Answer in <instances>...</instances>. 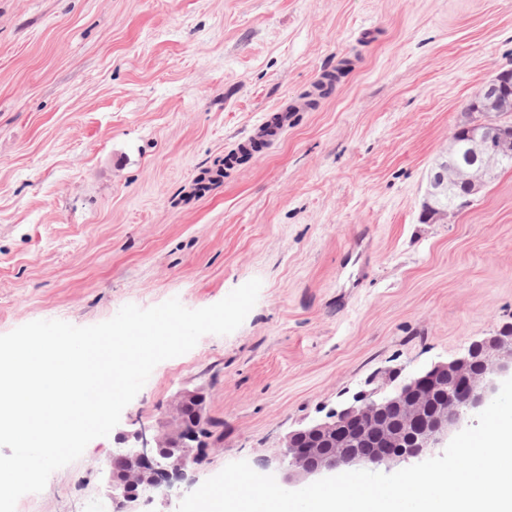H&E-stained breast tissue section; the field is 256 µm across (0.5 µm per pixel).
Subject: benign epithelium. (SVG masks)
Returning a JSON list of instances; mask_svg holds the SVG:
<instances>
[{
	"label": "benign epithelium",
	"mask_w": 512,
	"mask_h": 512,
	"mask_svg": "<svg viewBox=\"0 0 512 512\" xmlns=\"http://www.w3.org/2000/svg\"><path fill=\"white\" fill-rule=\"evenodd\" d=\"M505 87L499 74L476 95L485 111L467 113L453 133V139L467 140L468 154L450 155L436 165L428 178V198L454 182L464 166L476 185L512 158V128L492 111ZM509 378L512 332L502 328L473 342L462 356L433 363L389 391L376 390L322 421L289 431L264 468H273L285 488L300 489L335 471L389 470L421 461L446 447ZM213 436L206 389L181 390L155 426L116 436L120 448L109 462L106 493L90 512H138L140 502L167 497L197 463L201 450L212 447Z\"/></svg>",
	"instance_id": "7a95c632"
}]
</instances>
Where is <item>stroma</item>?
<instances>
[{
    "label": "stroma",
    "mask_w": 512,
    "mask_h": 512,
    "mask_svg": "<svg viewBox=\"0 0 512 512\" xmlns=\"http://www.w3.org/2000/svg\"><path fill=\"white\" fill-rule=\"evenodd\" d=\"M512 0H0V335L262 282L117 426L205 387L214 445L168 499L512 323V168L423 221ZM97 438L16 512H88Z\"/></svg>",
    "instance_id": "obj_1"
}]
</instances>
